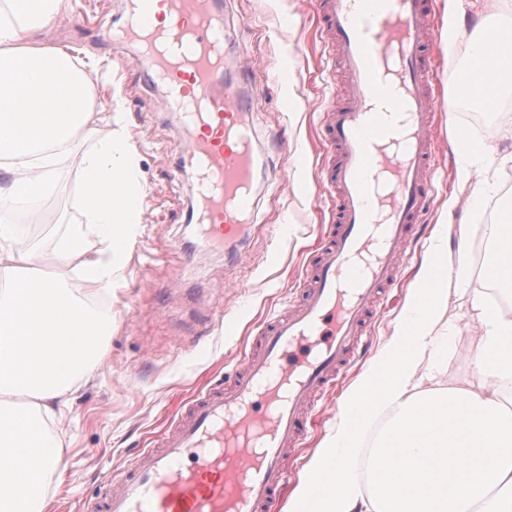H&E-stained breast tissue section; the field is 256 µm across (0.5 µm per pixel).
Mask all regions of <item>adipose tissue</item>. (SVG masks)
I'll use <instances>...</instances> for the list:
<instances>
[{
	"instance_id": "ef3b65f1",
	"label": "adipose tissue",
	"mask_w": 512,
	"mask_h": 512,
	"mask_svg": "<svg viewBox=\"0 0 512 512\" xmlns=\"http://www.w3.org/2000/svg\"><path fill=\"white\" fill-rule=\"evenodd\" d=\"M70 0H0V512H46L60 480L58 424L76 382L102 364L112 318L96 298L120 282L143 213L138 152L112 115L96 111L91 80L70 47L46 31ZM475 26L469 56L450 71L457 89L494 103L512 78V47ZM460 184L471 200L491 194L512 153L494 140L456 134ZM77 161L78 217L57 242L58 271L45 272L18 222ZM443 212L392 333L342 399L336 422L290 497L303 512H512V311L471 286L469 227L449 253ZM486 278L512 287V205L486 225ZM476 326L472 376L446 379L450 309ZM322 493H314L315 485Z\"/></svg>"
}]
</instances>
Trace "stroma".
I'll return each mask as SVG.
<instances>
[{
  "label": "stroma",
  "instance_id": "stroma-1",
  "mask_svg": "<svg viewBox=\"0 0 512 512\" xmlns=\"http://www.w3.org/2000/svg\"><path fill=\"white\" fill-rule=\"evenodd\" d=\"M221 11L227 40L243 46L252 59L242 79L252 102L258 158L256 210L247 238L233 255L210 248L188 222L196 175L175 150L182 119L160 111L164 88L151 79V60L135 44L97 35V24L123 25V0H71L67 16L47 34L51 43L72 47L93 65L94 102L118 112L138 149L144 179L142 222L135 227L122 286L100 298L112 317L106 357L74 394L61 425L63 475L51 489L49 512H81L86 500L103 497L111 471L123 470L158 439L196 392L223 384L250 349L258 322L294 299L305 261L331 220L334 188L323 173L320 115L343 78L334 51L318 42L315 0H221ZM287 98L295 103L293 111L282 107ZM456 123L453 129L440 123L435 132L438 171L426 233L405 245L394 298L378 311L363 338L369 352L390 335L447 203L455 205V221L471 227V286L479 291L488 286L483 215L468 206L469 192L458 182L460 161L453 149L457 131L471 129L467 113H457ZM298 153L307 157L300 172L292 162ZM80 195L72 163L43 200V223L27 232L45 252L46 266L54 264L50 251L74 221ZM223 316L238 321L237 335L218 328ZM451 317L455 331L449 339L448 376L463 379L472 369L475 330L459 310H452ZM365 366V360L355 362L335 391L319 401L317 424L293 463L292 484H299L306 463L336 421L340 398Z\"/></svg>",
  "mask_w": 512,
  "mask_h": 512
}]
</instances>
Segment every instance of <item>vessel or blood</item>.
Returning <instances> with one entry per match:
<instances>
[{"label": "vessel or blood", "instance_id": "vessel-or-blood-1", "mask_svg": "<svg viewBox=\"0 0 512 512\" xmlns=\"http://www.w3.org/2000/svg\"><path fill=\"white\" fill-rule=\"evenodd\" d=\"M320 39L337 51L346 93L323 126L336 188L328 225L297 282V301L258 327L224 386L198 393L84 512H271L288 456L319 399L359 349L377 301L399 280L402 250L432 191L434 128L445 96L427 49L431 0H316ZM215 0H128L121 38L137 43L181 114V150L198 171L192 218L215 246L240 242L255 206L250 103L224 73Z\"/></svg>", "mask_w": 512, "mask_h": 512}]
</instances>
